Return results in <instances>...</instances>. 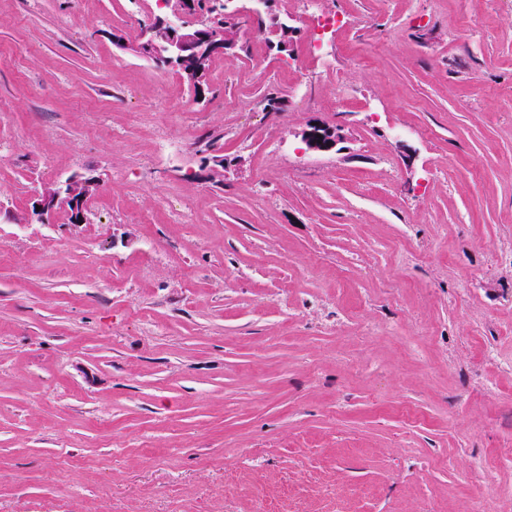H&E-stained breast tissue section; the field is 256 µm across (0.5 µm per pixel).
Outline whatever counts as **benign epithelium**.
Returning a JSON list of instances; mask_svg holds the SVG:
<instances>
[{"mask_svg":"<svg viewBox=\"0 0 512 512\" xmlns=\"http://www.w3.org/2000/svg\"><path fill=\"white\" fill-rule=\"evenodd\" d=\"M180 13L195 16L197 20L174 27L158 17L131 50L160 66L177 67L191 83L199 85L205 79L209 60L224 53L231 43L212 34L211 20L203 17L193 0H183ZM305 140L311 148L326 152L336 146V133L314 126L305 133ZM97 187L98 180L94 177L53 181L37 196L34 205L40 210L32 211V217L47 223L58 212L65 211L71 223L80 224L86 219L85 212Z\"/></svg>","mask_w":512,"mask_h":512,"instance_id":"benign-epithelium-1","label":"benign epithelium"}]
</instances>
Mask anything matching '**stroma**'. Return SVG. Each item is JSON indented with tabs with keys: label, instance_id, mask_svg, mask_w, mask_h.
I'll return each mask as SVG.
<instances>
[{
	"label": "stroma",
	"instance_id": "obj_1",
	"mask_svg": "<svg viewBox=\"0 0 512 512\" xmlns=\"http://www.w3.org/2000/svg\"><path fill=\"white\" fill-rule=\"evenodd\" d=\"M312 7L197 92L169 5L0 0V512L512 504V0ZM320 134V137H317ZM336 133L323 127H312L305 133L307 144L319 151H330L336 146ZM97 187L98 180L95 177L53 181L37 196L32 207V217L48 223L59 211H66L71 223L81 224L86 219L85 212ZM36 206H40L39 211H36Z\"/></svg>",
	"mask_w": 512,
	"mask_h": 512
}]
</instances>
